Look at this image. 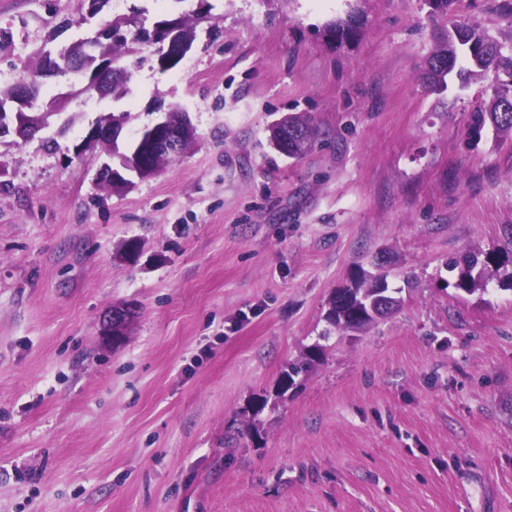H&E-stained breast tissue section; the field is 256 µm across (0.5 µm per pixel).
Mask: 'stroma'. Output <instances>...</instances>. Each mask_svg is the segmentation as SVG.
I'll return each mask as SVG.
<instances>
[{"mask_svg":"<svg viewBox=\"0 0 512 512\" xmlns=\"http://www.w3.org/2000/svg\"><path fill=\"white\" fill-rule=\"evenodd\" d=\"M202 6L176 68L146 59L127 98L71 101L0 146V512H512V289L466 294L445 266L512 225V138L466 143L490 81L421 82L437 29L512 35L502 0L435 21L423 0ZM54 13L71 26L52 29ZM350 14L356 37L327 35ZM107 19L0 0L14 34L0 71ZM174 108L191 146L128 191L75 152L104 114L129 113L125 144ZM302 112L326 141L270 148L269 125ZM363 270L387 272L398 308L322 339L330 295ZM122 304L135 317L115 343L104 324ZM321 353L322 349L318 344L316 346L308 347L298 359L293 362H289L282 371L278 381L280 393H286L288 389L295 384L296 377L306 375L311 368L312 363L319 359Z\"/></svg>","mask_w":512,"mask_h":512,"instance_id":"obj_1","label":"stroma"}]
</instances>
